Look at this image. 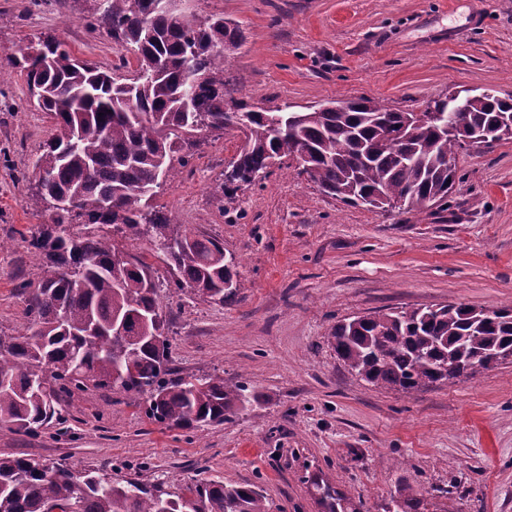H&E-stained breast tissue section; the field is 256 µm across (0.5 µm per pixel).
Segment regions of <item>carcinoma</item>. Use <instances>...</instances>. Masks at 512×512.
<instances>
[{"label": "carcinoma", "instance_id": "1", "mask_svg": "<svg viewBox=\"0 0 512 512\" xmlns=\"http://www.w3.org/2000/svg\"><path fill=\"white\" fill-rule=\"evenodd\" d=\"M92 30L112 37L138 62L134 74L101 71L43 33L0 64V82L24 76L31 104L54 124L32 163L46 174L25 199L49 212L25 239L42 259L28 292L24 332L0 331V427L35 434L73 390L148 394L146 416L176 429L222 424L262 400L221 375L172 377L162 283L153 266L122 241L151 238L176 288L216 304L237 291L240 262L224 244L172 223L152 201L188 165L202 132L243 119L240 146L212 188L221 204L262 180L272 161L303 150L309 178L348 205L395 202L407 213L444 205L456 184L450 165L467 143L512 137V102L466 90L448 112L445 99L421 112H397L370 98L334 111L285 105L226 108L224 63L244 35L221 14L186 17L178 0H95ZM201 74L204 80L196 83ZM109 230H104V227ZM331 343L351 372L379 388L409 392L466 372L489 370L512 355V305L484 311L465 304L377 312L334 324ZM323 512H345V498L315 481ZM407 485L388 512H417ZM0 512H268L254 485L195 480L161 485L36 458H0Z\"/></svg>", "mask_w": 512, "mask_h": 512}]
</instances>
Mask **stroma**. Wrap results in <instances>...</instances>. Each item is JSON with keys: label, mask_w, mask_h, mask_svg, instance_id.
<instances>
[{"label": "stroma", "mask_w": 512, "mask_h": 512, "mask_svg": "<svg viewBox=\"0 0 512 512\" xmlns=\"http://www.w3.org/2000/svg\"><path fill=\"white\" fill-rule=\"evenodd\" d=\"M94 0H0V60L50 32L97 66L126 51L92 33ZM186 14H223L245 41L226 63L228 96L301 112L367 97L419 112L460 90L512 99V0H184ZM23 77L0 83V330H23L41 260L23 240L27 174L53 126L26 102ZM188 167L155 197L176 223L242 260L233 300L219 305L165 286L175 376L223 375L263 396L229 421L171 429L147 398L73 391L61 422L38 434L0 428V457L65 462L113 480L166 489L195 479L253 484L270 512H322L315 478L347 512H386L410 485L419 512H512V360L405 393L374 387L336 356V322L379 310L512 303V137L458 150L446 206L421 213L351 206L285 157L219 207L211 189L240 146L236 131L199 135Z\"/></svg>", "instance_id": "35a3bbf8"}]
</instances>
